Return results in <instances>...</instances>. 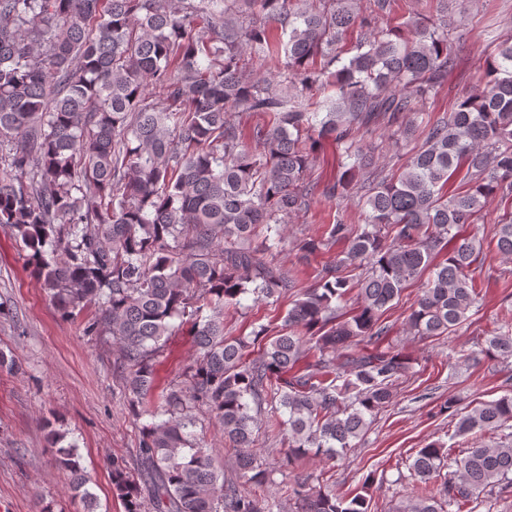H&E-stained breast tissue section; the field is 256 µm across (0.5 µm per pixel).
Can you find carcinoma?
<instances>
[{
    "mask_svg": "<svg viewBox=\"0 0 512 512\" xmlns=\"http://www.w3.org/2000/svg\"><path fill=\"white\" fill-rule=\"evenodd\" d=\"M396 2L369 0L366 15L357 0H0V224L63 316L95 308L86 334L112 338L132 413L151 417L144 479L112 462L124 512L281 509L214 466L192 409L206 407L230 447L253 448L267 406L268 426L288 428V460L337 458L406 373L400 352L369 349L389 333L381 316L406 284L426 278L407 316L418 337L449 336L479 307L483 241L461 229L488 199L512 200V40L488 57L484 91L425 122L422 105L452 66L448 0L409 35L379 27ZM266 60L277 73L259 77ZM376 126L396 142L422 129L398 173L361 139ZM324 141L338 162L327 183L308 178ZM459 174L464 190L450 195ZM322 197L358 198L364 223L338 219L299 242L305 257L334 253L301 287L275 257L288 219ZM493 239L511 259L512 211ZM245 294L295 297L279 335L225 336L224 306ZM179 325L190 326L195 362L146 410L154 357ZM480 353L512 358V323L494 327ZM447 409L459 416L450 445L417 450L419 485L398 512H462L512 492V389L461 415L453 401ZM466 435L463 457L444 452ZM488 435L499 441L482 443ZM49 436L73 497L95 512L76 446ZM239 466L265 481L253 454ZM288 492L295 512H368L365 496L314 491L305 478Z\"/></svg>",
    "mask_w": 512,
    "mask_h": 512,
    "instance_id": "carcinoma-1",
    "label": "carcinoma"
}]
</instances>
